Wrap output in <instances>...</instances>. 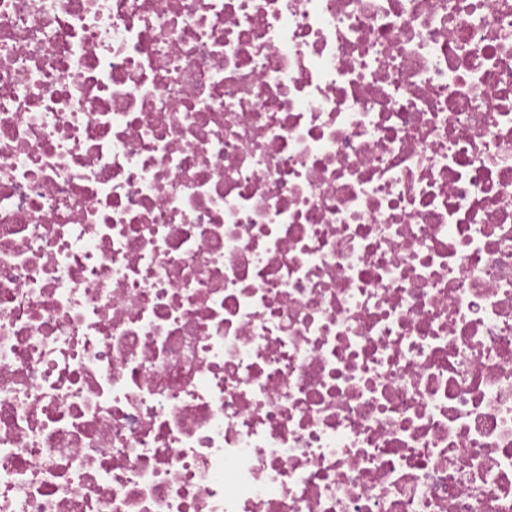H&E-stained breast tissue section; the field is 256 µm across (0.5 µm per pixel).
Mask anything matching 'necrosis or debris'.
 I'll list each match as a JSON object with an SVG mask.
<instances>
[{
    "label": "necrosis or debris",
    "instance_id": "1",
    "mask_svg": "<svg viewBox=\"0 0 512 512\" xmlns=\"http://www.w3.org/2000/svg\"><path fill=\"white\" fill-rule=\"evenodd\" d=\"M0 512H512V0H0Z\"/></svg>",
    "mask_w": 512,
    "mask_h": 512
}]
</instances>
